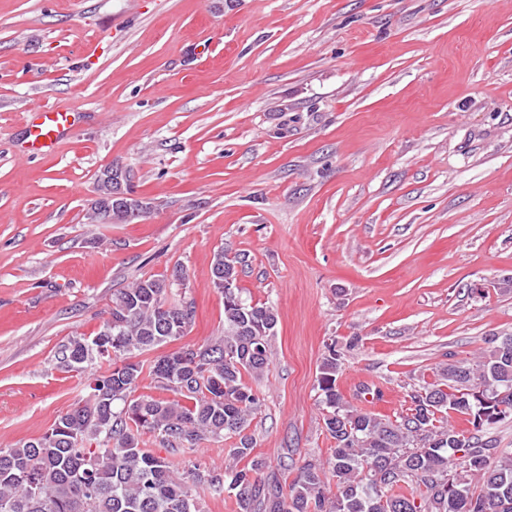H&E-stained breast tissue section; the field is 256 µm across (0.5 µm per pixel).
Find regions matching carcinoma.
<instances>
[{
	"instance_id": "carcinoma-1",
	"label": "carcinoma",
	"mask_w": 512,
	"mask_h": 512,
	"mask_svg": "<svg viewBox=\"0 0 512 512\" xmlns=\"http://www.w3.org/2000/svg\"><path fill=\"white\" fill-rule=\"evenodd\" d=\"M147 210L132 216L117 208L90 219L130 224ZM245 263L243 254H213V283L224 294L220 337L184 344L148 365L136 359L186 337L194 316L192 306L169 300L166 279L149 277L114 294L95 335L59 346L65 371L96 359L108 367L91 375L86 398L41 436L0 448V512H201L197 487L216 496L233 491L239 512H512V453L482 437L512 413V336L476 364L449 363L440 380L409 395L410 407L394 421L345 400L331 340L317 377L335 443L327 466L307 462L286 488L261 485L265 462L248 430L262 400L246 377L268 369L278 319L273 307L224 287ZM147 377L160 395L139 392ZM452 413L474 427L470 437L451 425ZM147 433L173 454L231 439L232 465L179 474L169 458L143 448ZM329 476L336 479L332 497L325 494ZM401 483L418 495L394 493Z\"/></svg>"
}]
</instances>
